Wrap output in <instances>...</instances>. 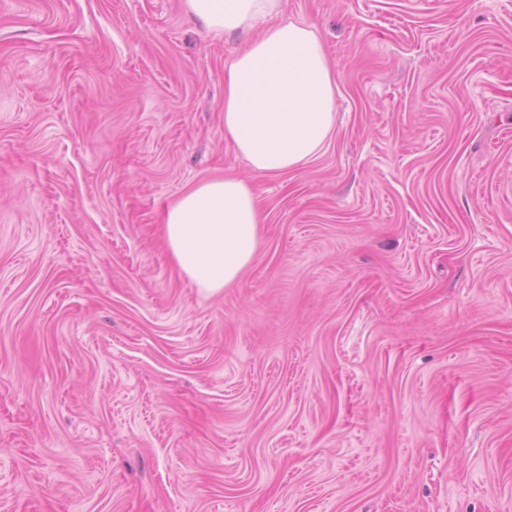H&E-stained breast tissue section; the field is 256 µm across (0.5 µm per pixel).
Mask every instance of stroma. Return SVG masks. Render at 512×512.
Segmentation results:
<instances>
[{
  "label": "stroma",
  "mask_w": 512,
  "mask_h": 512,
  "mask_svg": "<svg viewBox=\"0 0 512 512\" xmlns=\"http://www.w3.org/2000/svg\"><path fill=\"white\" fill-rule=\"evenodd\" d=\"M315 160L224 140L242 45L182 0H0V512H512V0H283ZM264 223L207 295L198 182ZM261 224L251 183L221 177L201 181L174 201L163 235L181 277L214 295L235 285L256 259Z\"/></svg>",
  "instance_id": "stroma-1"
}]
</instances>
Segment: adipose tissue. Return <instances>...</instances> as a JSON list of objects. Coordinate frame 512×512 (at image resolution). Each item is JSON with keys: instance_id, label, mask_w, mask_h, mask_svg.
<instances>
[{"instance_id": "ef3b65f1", "label": "adipose tissue", "mask_w": 512, "mask_h": 512, "mask_svg": "<svg viewBox=\"0 0 512 512\" xmlns=\"http://www.w3.org/2000/svg\"><path fill=\"white\" fill-rule=\"evenodd\" d=\"M214 37L250 34L224 64V139L263 176L316 158L335 133L336 73L313 25L282 20L283 0H183ZM263 222L251 183L201 181L167 209L176 268L201 292L235 285L255 260Z\"/></svg>"}]
</instances>
